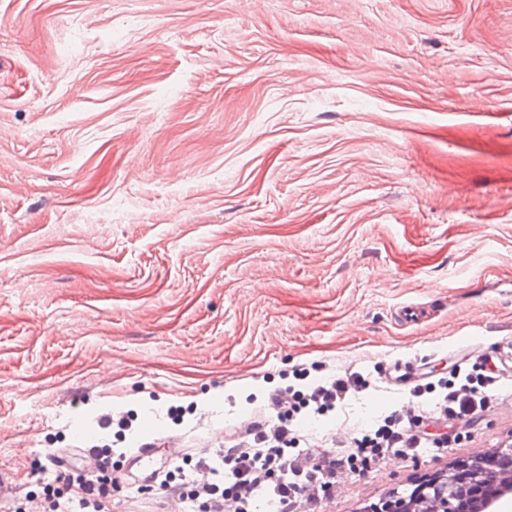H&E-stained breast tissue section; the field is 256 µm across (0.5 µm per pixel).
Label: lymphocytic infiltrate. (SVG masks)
Instances as JSON below:
<instances>
[{
	"label": "lymphocytic infiltrate",
	"instance_id": "obj_1",
	"mask_svg": "<svg viewBox=\"0 0 512 512\" xmlns=\"http://www.w3.org/2000/svg\"><path fill=\"white\" fill-rule=\"evenodd\" d=\"M496 377L454 367L447 382L415 384L410 393L431 395L421 414L391 412L377 428L344 441L340 451L321 449L301 435L296 417L302 410L323 415L366 390L363 372L345 370L320 381L273 390L268 405L243 434L231 436L223 448L201 454L192 470L164 469L159 488L178 500L184 512H256L265 502L268 512H320L323 500L336 491V479L369 469L389 452L415 455L447 447L455 422L474 421L488 408ZM438 425L429 432L427 423ZM96 471L62 468L58 459L35 463L48 512H112L110 449L95 448Z\"/></svg>",
	"mask_w": 512,
	"mask_h": 512
}]
</instances>
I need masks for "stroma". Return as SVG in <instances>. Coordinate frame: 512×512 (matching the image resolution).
<instances>
[{
	"instance_id": "1",
	"label": "stroma",
	"mask_w": 512,
	"mask_h": 512,
	"mask_svg": "<svg viewBox=\"0 0 512 512\" xmlns=\"http://www.w3.org/2000/svg\"><path fill=\"white\" fill-rule=\"evenodd\" d=\"M0 128V476L31 512L34 460L96 464L71 416L158 418L175 457L354 366L372 387L310 427L349 437L408 407L390 364L477 371L512 339V0H0ZM496 394L323 512L498 455Z\"/></svg>"
}]
</instances>
